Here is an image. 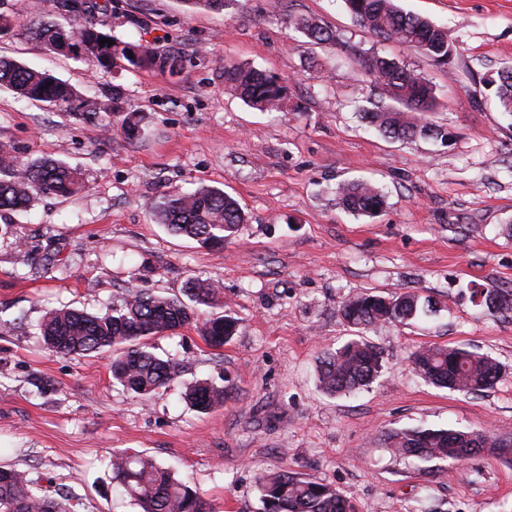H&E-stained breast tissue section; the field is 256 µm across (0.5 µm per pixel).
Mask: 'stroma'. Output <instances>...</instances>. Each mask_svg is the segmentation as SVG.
<instances>
[{"label":"stroma","mask_w":512,"mask_h":512,"mask_svg":"<svg viewBox=\"0 0 512 512\" xmlns=\"http://www.w3.org/2000/svg\"><path fill=\"white\" fill-rule=\"evenodd\" d=\"M396 2L447 29L449 65L373 37L343 0H231L221 12L97 0L88 18L97 29L182 55L174 76L117 74L34 39L35 19H60L51 0H0L14 22L0 57L88 97L121 95L120 111L85 120L0 89V144L63 160L86 183L69 199L0 213V465L53 483L74 512H139L112 480L119 451L195 483L213 512H264L258 480L275 472L332 485L357 512H512V318L478 297L512 286V117L487 84L512 67V0ZM292 15L315 17L341 45L313 43ZM350 45L425 78L447 140L393 141L361 122L359 107L382 93ZM228 63L285 79L282 109L259 111L227 90ZM131 112L142 127L133 141L122 129ZM351 180L374 181L385 207L370 217L344 210L336 190ZM200 186L224 189L246 214L223 249L151 218L163 194ZM191 277L223 288L238 332L219 349L195 324L154 339L181 373L149 398L113 379L109 355L43 346L52 309L105 313L132 286L179 297ZM365 292H413L431 310L368 330L380 376L333 397L319 386V360L356 336L339 308ZM426 346L488 354L504 376L471 394L435 387L410 360ZM198 381L226 388L224 404L187 405L181 394ZM426 429L484 432L509 450L464 463L389 451L392 432Z\"/></svg>","instance_id":"stroma-1"}]
</instances>
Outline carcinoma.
Returning a JSON list of instances; mask_svg holds the SVG:
<instances>
[{"mask_svg":"<svg viewBox=\"0 0 512 512\" xmlns=\"http://www.w3.org/2000/svg\"><path fill=\"white\" fill-rule=\"evenodd\" d=\"M56 9L78 19L88 12L84 0H54ZM357 22L373 36L395 40L416 50L440 66L448 65L447 32L415 14L401 10L395 0H345ZM289 25L316 44L338 43L336 33L303 15L288 16ZM83 44L82 59L96 68H120L179 73L176 51L160 52L140 43L124 41L94 25L70 28ZM34 38L52 46L59 26L37 20ZM108 38L112 45H100ZM362 66L373 87L391 100L361 113L362 121L384 137L408 141L418 137L448 138V133L429 121L434 106L432 87L413 71L385 57L371 55ZM224 85L244 102L261 111L281 107L288 85L275 73L227 63ZM0 87L33 102L66 106L89 115L120 111L118 99L102 104L83 97L69 83L47 72L32 69L9 58H0ZM497 99L501 111L512 116V68L499 73ZM84 188L81 172L50 158L24 160L5 145L0 146V211H24L41 196L70 198ZM341 204L357 215L372 216L384 204V196L371 183L358 180L340 188ZM156 223L175 237L197 241L206 248L224 247V239L236 232L246 216L237 200L215 187L164 195L151 206ZM222 290L199 278L186 282L187 300L137 289L128 290L120 306L104 315L75 308L49 312L40 324L45 346L64 355H89L112 351V378L128 392L147 398L179 377L178 364L152 351L150 340L168 335L197 321L196 309L218 305ZM486 307L512 313V288L480 293ZM419 312V296L403 293L383 296L363 293L344 301L340 314L348 324L367 330L378 322L402 323ZM238 321L227 313H213L200 326V335L212 347L229 343ZM412 364L430 383L453 391L474 393L493 386L502 374L491 356L464 348L423 347L411 356ZM382 352L365 340H350L320 360L319 382L331 394L364 387L378 377ZM225 390L208 382L186 388L185 402L200 412L224 404ZM394 451L404 457L435 458L461 462L497 443L487 434L460 430H404L391 434ZM112 475L142 512H210L209 503L190 482L178 480L151 457L138 453L112 456ZM264 512H355L353 504L336 488L313 479L286 474L265 475L259 483ZM71 499L54 496L27 474L0 466V512H72Z\"/></svg>","mask_w":512,"mask_h":512,"instance_id":"1","label":"carcinoma"}]
</instances>
